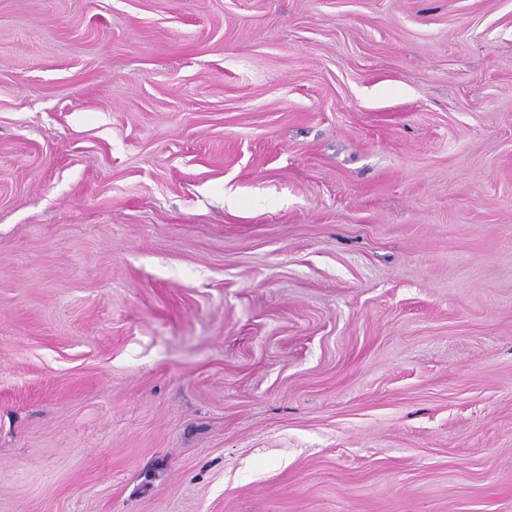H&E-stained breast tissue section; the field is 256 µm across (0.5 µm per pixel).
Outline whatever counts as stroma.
<instances>
[{"instance_id":"35a3bbf8","label":"stroma","mask_w":512,"mask_h":512,"mask_svg":"<svg viewBox=\"0 0 512 512\" xmlns=\"http://www.w3.org/2000/svg\"><path fill=\"white\" fill-rule=\"evenodd\" d=\"M0 512H512V0H0Z\"/></svg>"}]
</instances>
